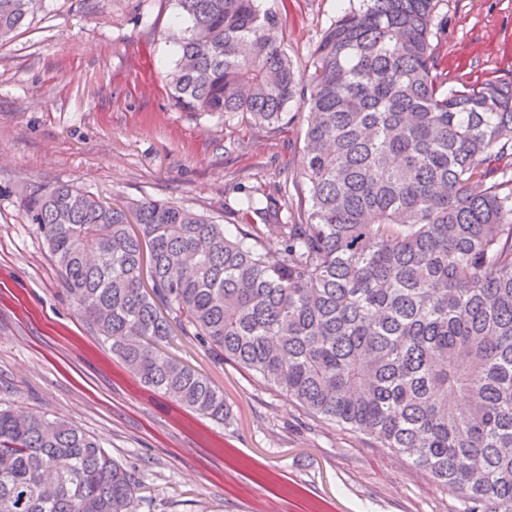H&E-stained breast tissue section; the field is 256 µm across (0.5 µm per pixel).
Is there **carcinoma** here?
I'll list each match as a JSON object with an SVG mask.
<instances>
[{
  "label": "carcinoma",
  "instance_id": "cac0c4a2",
  "mask_svg": "<svg viewBox=\"0 0 512 512\" xmlns=\"http://www.w3.org/2000/svg\"><path fill=\"white\" fill-rule=\"evenodd\" d=\"M357 2L323 31L306 79L281 12L176 0L174 104L270 135L300 120L308 206L250 193L231 234L171 202L60 184L31 191L26 213L144 385L224 422V393L163 351L176 326L407 457L457 512H512V82L448 85L440 0ZM36 3L0 0V43ZM137 489L94 437L0 407V512H136Z\"/></svg>",
  "mask_w": 512,
  "mask_h": 512
}]
</instances>
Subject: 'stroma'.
<instances>
[{"instance_id":"35a3bbf8","label":"stroma","mask_w":512,"mask_h":512,"mask_svg":"<svg viewBox=\"0 0 512 512\" xmlns=\"http://www.w3.org/2000/svg\"><path fill=\"white\" fill-rule=\"evenodd\" d=\"M348 0H288L284 46L303 74ZM175 0H42L0 44V403L95 436L134 471L137 512H454L398 453L313 418L192 336L169 354L224 394L218 424L140 385L66 293L26 214L33 187L109 203L179 204L234 226L247 193L300 175L299 124L279 135L170 98ZM450 84L512 80V0H441Z\"/></svg>"}]
</instances>
